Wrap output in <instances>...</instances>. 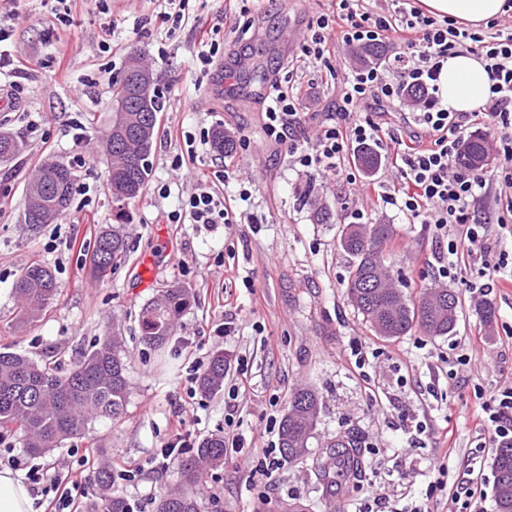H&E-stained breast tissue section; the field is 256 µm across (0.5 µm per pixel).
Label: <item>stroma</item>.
Masks as SVG:
<instances>
[{"label": "stroma", "mask_w": 512, "mask_h": 512, "mask_svg": "<svg viewBox=\"0 0 512 512\" xmlns=\"http://www.w3.org/2000/svg\"><path fill=\"white\" fill-rule=\"evenodd\" d=\"M330 6V0H182L175 25L161 17L164 0H72L64 20L42 0L15 6L0 0V24L12 29L0 49L25 65L15 87L21 108L0 112V131L23 141L17 159L0 163V347L67 368L115 329L130 365L123 418L91 422L83 436L42 459L77 481L84 504L99 502L94 473L108 458L135 474L115 484L133 512H152L161 492L182 486L177 465L155 470L157 450L179 437L194 448L220 433L228 441L241 438L243 446L194 486L200 512H288L298 500L320 502L321 512H364L374 496L396 512L417 506L464 512L450 494L465 463L477 457L484 512H494V451L477 448L476 424L483 404L512 385V287L484 276L481 260L469 255L455 278L440 276L448 253L441 231L408 223L396 209L359 194L358 184L370 179L402 184L392 149L382 150L373 174L356 166L355 183L340 184L294 166L262 129L260 99L275 81L302 100L298 139L313 138L335 116L336 81L303 53L309 23ZM200 14L209 19L206 38L195 24ZM213 46V64L202 65L200 54ZM133 53L159 75L162 97L182 105L161 112L147 187L126 208L132 248L126 263L94 280L80 246L118 221L101 137L112 123V84ZM218 125L238 144L231 159L237 178L214 189L231 200L240 182L251 183L244 207L253 220L171 223L198 180L224 162L203 139ZM50 157L71 164L76 188L66 214L34 229L23 222L24 189ZM308 182L331 223H315L300 201L297 190ZM358 210L365 223L393 226L387 262L409 293L445 287L459 294L453 334L384 340L354 309L346 295L351 259L339 238ZM146 258L159 274L144 288L138 269ZM35 260L53 269L61 292L43 318L24 326L13 284ZM174 287L191 289L196 301L160 358L141 342L139 316ZM483 300L497 311L488 328L474 312ZM218 351L229 370L223 389L205 398L190 372ZM304 386L319 393L322 407L308 456L291 462L280 452L278 428L291 393ZM349 430L360 437L365 460L354 474L340 469V453L329 445ZM434 481L444 490L430 501L425 490Z\"/></svg>", "instance_id": "stroma-1"}]
</instances>
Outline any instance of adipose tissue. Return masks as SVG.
<instances>
[{"label":"adipose tissue","mask_w":512,"mask_h":512,"mask_svg":"<svg viewBox=\"0 0 512 512\" xmlns=\"http://www.w3.org/2000/svg\"><path fill=\"white\" fill-rule=\"evenodd\" d=\"M425 12L449 17L470 28H480L502 14L506 0H419ZM440 95L454 112H472L490 96V79L483 63L471 54L449 57L439 78Z\"/></svg>","instance_id":"ef3b65f1"}]
</instances>
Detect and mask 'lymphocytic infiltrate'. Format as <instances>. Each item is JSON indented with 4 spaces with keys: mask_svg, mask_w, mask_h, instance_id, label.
<instances>
[{
    "mask_svg": "<svg viewBox=\"0 0 512 512\" xmlns=\"http://www.w3.org/2000/svg\"><path fill=\"white\" fill-rule=\"evenodd\" d=\"M488 26L493 30L489 36L457 26L451 19L424 14L411 0H392L390 8L381 12L371 10L367 0H335L332 13L317 18L304 42L303 52L310 63L328 60L341 43L353 46L386 39L397 44V51L378 65L343 72L336 109L340 120L323 124L314 142H302L293 135L302 120L298 97L276 86L265 97V135L286 145L294 164L346 181L354 163L350 147H378L386 139L381 126L356 120V113L368 102L401 98L406 87H422L425 98L415 109L412 129L396 141L395 158L403 165L405 187L373 182L364 189L375 192L383 206L396 208L409 223L432 224L440 230L455 226V236L448 242V264L442 269L451 278L457 273L460 248L489 250L487 225L476 220L471 210L480 196L490 195L491 186L482 173L453 168L471 124L480 120L498 130L494 146L503 163L501 179L512 185V25H501L495 18ZM461 52L482 59L492 81L491 97L476 113L448 111L439 93L443 61ZM232 176L227 167L212 171L172 214L173 223H236V212L211 190L213 182L226 183ZM479 426V447L512 445V386L485 406ZM11 464L25 471L34 493L47 497V512H72L75 498L61 475H49L47 468L26 465L17 457Z\"/></svg>",
    "mask_w": 512,
    "mask_h": 512,
    "instance_id": "1",
    "label": "lymphocytic infiltrate"
}]
</instances>
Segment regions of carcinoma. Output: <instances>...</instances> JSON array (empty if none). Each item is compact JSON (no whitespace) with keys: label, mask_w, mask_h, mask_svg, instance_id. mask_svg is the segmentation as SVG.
<instances>
[{"label":"carcinoma","mask_w":512,"mask_h":512,"mask_svg":"<svg viewBox=\"0 0 512 512\" xmlns=\"http://www.w3.org/2000/svg\"><path fill=\"white\" fill-rule=\"evenodd\" d=\"M385 45L379 42L359 46L352 54L359 64L379 61ZM134 94L127 76L112 84L113 106L129 104ZM164 109L161 95H155L147 112L118 113V132L104 139L107 152V181L117 215L145 190L150 175L149 156L160 132L159 113ZM215 152L231 158L236 143L222 127L211 133ZM18 139L0 132V162L8 163L20 155ZM491 158L488 139L480 133L470 135L454 164L470 171H482L476 161ZM362 170L370 174L381 165V154L372 147L356 151ZM62 169L69 180L59 202L45 204L33 194L34 183L27 187V207L39 211L43 224L62 216L69 208L74 174L69 164ZM393 236L389 224H349L342 231L340 246L352 258L346 285L347 297L377 336L390 340L420 331L427 336H447L456 326L461 301L457 294L441 288L412 298L400 288L385 266V246ZM128 256V245L121 225L101 230L96 235L88 258L91 277L108 278ZM59 283L50 267L33 261L15 282L20 302L19 322L38 321L56 300ZM186 288H168L141 311V340L151 349L164 347L180 316L191 305ZM228 362L217 352L198 379L204 397L218 393L224 385ZM128 366L118 333L104 334L86 351L82 359L66 372L56 366L41 364L5 347L0 350V437L19 434L25 448L42 455L70 438L82 435L91 418L119 420L128 402ZM321 399L309 387L297 389L289 398L288 409L279 426V447L290 460H299L314 438ZM224 464V436L212 434L199 443L190 455L179 461L183 484L196 483L207 467ZM495 481L492 492L496 512H512V446L495 449L492 459ZM115 472L108 464L99 466L95 483L108 492L105 512H132L131 504L113 490ZM154 512H200L196 496L188 490L165 492L155 501Z\"/></svg>","instance_id":"cac0c4a2"}]
</instances>
